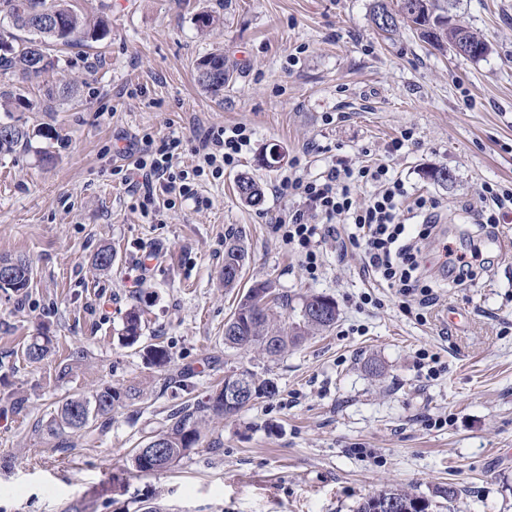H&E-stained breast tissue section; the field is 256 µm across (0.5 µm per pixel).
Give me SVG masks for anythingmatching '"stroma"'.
<instances>
[{
  "instance_id": "obj_1",
  "label": "stroma",
  "mask_w": 512,
  "mask_h": 512,
  "mask_svg": "<svg viewBox=\"0 0 512 512\" xmlns=\"http://www.w3.org/2000/svg\"><path fill=\"white\" fill-rule=\"evenodd\" d=\"M75 4L109 34L63 50L79 77L75 101L45 97L43 80L26 84L34 108L19 119L31 139L0 157V257L32 267L26 293L0 291V512H356L390 487L432 512H512V209L472 283L444 287L435 247L424 249L438 289L419 321L416 299L365 275L361 251L327 242L309 276L275 229L287 207L272 191L281 170L261 162L275 150L314 176L334 156L387 164L410 197L438 201L449 246L468 250L483 185L512 191V0H457L454 19L489 43L479 61L406 25L382 33L373 0ZM201 10L223 25L201 34ZM217 47L236 65L220 101L194 74ZM238 123L253 137L237 167L200 182L198 201L142 210L124 182L129 145L179 136L187 169L208 130ZM442 167L451 182L431 178ZM243 176L260 184L262 205L239 198ZM232 237L247 252L243 285L269 283L295 308L326 296L335 325L275 358L225 347L239 299L221 284ZM104 246L115 260L102 274L91 260ZM134 306L143 335L127 346ZM43 334L51 353L28 362L27 342ZM152 344L169 351L167 367L150 365ZM424 350L439 356V375L421 368ZM245 369L276 393L203 421L202 445L174 467L132 468V448L169 414ZM103 385L140 396L116 403L107 431L90 423L58 451L48 433L58 403ZM450 484L451 502L439 494Z\"/></svg>"
}]
</instances>
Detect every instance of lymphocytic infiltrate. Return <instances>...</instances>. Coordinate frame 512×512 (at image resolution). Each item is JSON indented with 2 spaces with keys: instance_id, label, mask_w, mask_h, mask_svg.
<instances>
[{
  "instance_id": "lymphocytic-infiltrate-1",
  "label": "lymphocytic infiltrate",
  "mask_w": 512,
  "mask_h": 512,
  "mask_svg": "<svg viewBox=\"0 0 512 512\" xmlns=\"http://www.w3.org/2000/svg\"><path fill=\"white\" fill-rule=\"evenodd\" d=\"M251 137V130L240 124L210 130L192 149L195 165L180 171L173 168V159L183 148L180 138L158 145L145 139L134 163L136 177L128 186L139 195L145 210L152 209L161 194L171 205L191 200L196 196V180L219 178L225 170L235 168L249 149ZM368 183L374 184V192L363 203H356L354 189ZM273 191L289 203L276 221V230L282 243L296 250L308 274H316L320 265L319 225L342 222L347 243L363 249L367 271L397 288L401 296L417 298L419 308L430 306L433 286L424 271L422 246L439 238L435 200L409 199L404 182L392 176L386 165L357 167L342 158L332 160L322 175L315 177L308 174L305 163L293 160ZM407 202L418 223L401 221L400 212ZM440 260L449 280L459 286L474 280L483 264L477 246L461 253L442 247Z\"/></svg>"
}]
</instances>
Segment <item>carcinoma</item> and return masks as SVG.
<instances>
[{"label":"carcinoma","instance_id":"carcinoma-1","mask_svg":"<svg viewBox=\"0 0 512 512\" xmlns=\"http://www.w3.org/2000/svg\"><path fill=\"white\" fill-rule=\"evenodd\" d=\"M455 0H375L373 21L383 32L397 29V19L411 24L427 44L443 50L455 47L462 38L474 47H487L484 36L476 29L462 24H448L447 8ZM399 18H394V15ZM49 22L39 31L31 30L32 22ZM26 29L40 37V41L17 42L11 29ZM107 34L103 22H92L80 13L73 0H0V110L23 112L32 109V103L24 95V83L38 78L59 67L61 58L49 53V48L70 47L77 42L99 41ZM199 86L214 98L224 97L226 85L234 72V64L224 52L217 50L204 56L196 66ZM30 141V133L21 124L0 122V153L9 152L21 142ZM241 199L252 206L260 205L263 192L250 177L237 182ZM247 253L233 240L224 251V269L221 277L224 287L238 286ZM15 275L8 281L0 280V290L21 294L29 287L31 267L22 257L14 258ZM269 287L266 282H256L243 294L230 318L224 324V345L233 349H259L268 356H278L290 345L298 344L310 333L324 331L336 323V314L323 317L315 311L321 306L322 296L311 295L302 302L298 318L279 326L271 324V306H260L255 294ZM142 335L140 310L130 309L126 316L122 339L127 345L136 344ZM48 336L35 337L26 347L25 356L31 362L43 360L50 351ZM252 388L253 399L269 397L276 393L277 385L271 378L259 379L255 373L243 371ZM138 398L137 391L127 390L122 395L107 385L98 389L92 398L72 395L54 410L48 424V432L58 439L55 447L65 450L70 442L61 438L65 433H78L89 422L101 419L99 429L106 430L111 421L112 408L120 397ZM241 411L224 403V388L212 389L203 399L188 405L171 415L167 423L152 432L155 438L164 440L166 467L170 468L202 443L200 421L205 416L223 418ZM131 463L136 471H156V462L132 449ZM379 496L391 499L399 505L395 512H418L416 505L422 498L405 490L388 489Z\"/></svg>","mask_w":512,"mask_h":512}]
</instances>
